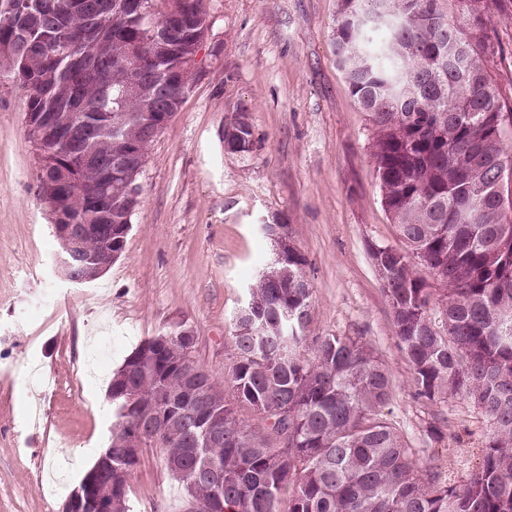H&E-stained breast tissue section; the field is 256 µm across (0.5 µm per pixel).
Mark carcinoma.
I'll return each instance as SVG.
<instances>
[{"instance_id":"carcinoma-1","label":"carcinoma","mask_w":512,"mask_h":512,"mask_svg":"<svg viewBox=\"0 0 512 512\" xmlns=\"http://www.w3.org/2000/svg\"><path fill=\"white\" fill-rule=\"evenodd\" d=\"M81 2L76 12L37 8L0 22V45L32 75L19 86L26 111L106 128L92 144L57 145L63 197L98 180L80 152L92 149L111 166L127 143L149 151L151 107L122 91L182 70L209 30L203 0H148L155 14L118 18L112 0ZM501 3L339 0L334 27L336 61L372 122L383 207L403 243L370 253L395 335L418 397H465L488 418L480 468L458 484L442 479L438 464H415L384 419L392 397L384 364L358 338L308 336L313 288L306 259L289 245L288 270L249 289L247 316L233 319L237 355L224 386L210 379L196 405L180 403L187 376L203 369L178 338L181 319L145 339L113 375L112 481L95 485L112 512H130L140 464L131 437L143 423L155 430L140 448L162 450L187 512H213L221 495L224 512H512V245L503 246L504 228L512 229L503 196L512 112L490 78L485 35ZM170 6L196 18L174 52L151 34ZM73 204L81 223H99L82 199ZM128 213L112 189V232L129 224ZM241 407L258 423L242 420ZM200 408L219 417L220 439H204Z\"/></svg>"}]
</instances>
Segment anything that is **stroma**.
Instances as JSON below:
<instances>
[{
	"label": "stroma",
	"mask_w": 512,
	"mask_h": 512,
	"mask_svg": "<svg viewBox=\"0 0 512 512\" xmlns=\"http://www.w3.org/2000/svg\"><path fill=\"white\" fill-rule=\"evenodd\" d=\"M206 62L181 109L148 151L121 256L76 285L39 194L40 155L25 99L0 82V512H61L108 445V386L124 359L168 322L193 326L196 357L215 382L235 360L232 317L275 246L261 229L288 219L305 256L315 336L360 337L389 370L384 411L418 466L440 458L464 481L490 429L464 397L418 398L400 348L374 246H399L381 203L372 124L336 64L338 0H205ZM488 71L512 108V19L487 27ZM247 116L252 152L224 149ZM112 353L96 362L104 333ZM134 512H185L181 482L160 449H144L131 482Z\"/></svg>",
	"instance_id": "obj_1"
}]
</instances>
